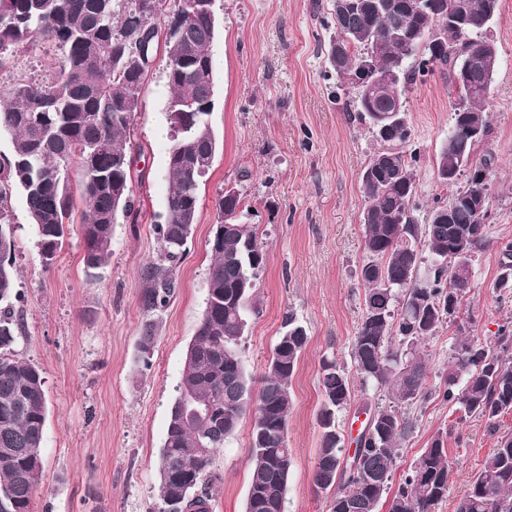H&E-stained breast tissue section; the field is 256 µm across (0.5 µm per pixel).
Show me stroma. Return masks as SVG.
<instances>
[{"label":"stroma","mask_w":512,"mask_h":512,"mask_svg":"<svg viewBox=\"0 0 512 512\" xmlns=\"http://www.w3.org/2000/svg\"><path fill=\"white\" fill-rule=\"evenodd\" d=\"M332 0H215V94L209 123L220 141L213 167L200 185L197 222L176 270L179 288L160 310L140 306L141 270L156 260L168 189L169 127L163 106L170 95L165 60L157 58L143 88L132 141L133 193L138 212L120 219L112 255L97 277L83 264L79 224H72L51 265H44L25 202L13 194L9 209L16 238L17 302L23 330L15 352L42 370L47 421L44 468L32 512H154L156 466L182 358L205 308L211 264L208 240L214 200L239 191L251 205L266 264L254 309L240 344L254 376L264 372L287 315L308 331L292 379L288 445L294 465L284 512H328V498L313 483L322 405L320 361L350 362L363 312L360 269L365 255L364 198L360 175L381 144L349 105L329 64L334 30ZM499 54L488 111L485 145L494 159L486 219L488 241L473 266V287L455 323L428 340V388L443 384L448 351L458 331L492 342L512 319V293L494 283L502 248L512 243V0H501L491 26ZM61 55L45 42L20 47L18 70L51 77ZM408 149L415 157L416 216L448 201L436 161L452 125L454 97L440 72L426 73L406 94ZM157 339L148 361L137 340L146 320ZM387 392L355 383L350 405L336 422L346 453H353L367 410ZM413 429L392 473L400 484L432 437L443 434L452 464L448 496L435 512H455L498 437L512 434V412L487 421L465 416L433 395L407 406ZM250 418H243L209 472L218 480L213 512H245Z\"/></svg>","instance_id":"obj_1"}]
</instances>
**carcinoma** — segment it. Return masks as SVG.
Returning <instances> with one entry per match:
<instances>
[{
  "label": "carcinoma",
  "mask_w": 512,
  "mask_h": 512,
  "mask_svg": "<svg viewBox=\"0 0 512 512\" xmlns=\"http://www.w3.org/2000/svg\"><path fill=\"white\" fill-rule=\"evenodd\" d=\"M500 0H344L334 5L330 65L353 91L354 111L382 148L361 173L366 265L363 314L350 349L356 378L387 389L393 403L377 405V423L360 438L350 461L336 412L351 401L353 378L334 360L322 362L320 440L314 484L329 498V512H434L448 495L450 465L444 436L437 434L389 494L400 442L412 422L400 410L427 394L428 366L421 342L456 317L472 288V267L486 245L491 158L480 155L491 128L487 100L497 66L485 52V18ZM169 16L161 27L158 20ZM216 22L209 0H0V73L12 67L18 48L52 41L62 55L48 81L0 80V136L10 155L0 158V512H31L42 474L47 420L45 378L19 357L22 331L15 311V232L9 212L12 192L25 200L38 238L39 255L50 265L72 224L75 207L69 171L76 168L83 206L80 233L89 274L111 258L113 225L135 212L131 128L142 105L144 80L158 50L165 51L171 95L164 112L171 128L167 153L169 187L158 261L144 268L141 308L167 305L179 288L181 260L199 208L201 180L218 144L211 131ZM373 72L361 90L355 80L363 58ZM437 68L455 85L467 83L454 104L453 123L437 157V177L449 202L414 215L415 176L407 157L406 121L377 132L374 118L406 109V92L418 76ZM463 162L486 174L459 184ZM249 206L238 193L215 201L216 224L208 240L212 262L206 306L183 362L158 460L155 512L173 503L185 512H212L215 478L207 475L214 451L251 415L249 485L245 512H284L293 467L288 448L291 381L308 342L305 326L285 317L261 378H254L239 351L248 326L247 309L266 262L256 225L242 221ZM496 287L512 290V245L503 248ZM156 342L153 322L138 337L140 358ZM442 397L467 416L489 421L512 411V325L499 328L491 344L458 336L448 355ZM455 512H512V435L473 476Z\"/></svg>",
  "instance_id": "cac0c4a2"
}]
</instances>
